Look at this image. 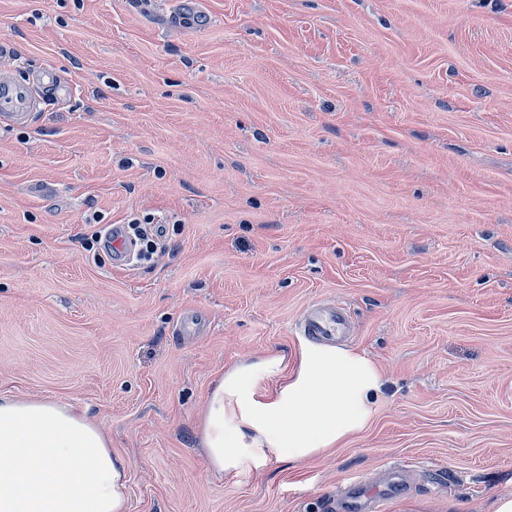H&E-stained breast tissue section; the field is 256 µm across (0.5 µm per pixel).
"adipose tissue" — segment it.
<instances>
[{
    "label": "adipose tissue",
    "mask_w": 512,
    "mask_h": 512,
    "mask_svg": "<svg viewBox=\"0 0 512 512\" xmlns=\"http://www.w3.org/2000/svg\"><path fill=\"white\" fill-rule=\"evenodd\" d=\"M269 380L273 390L260 391ZM382 378L364 354L302 347L294 368L269 356L218 376L200 418L213 473L245 458L301 463L336 448L367 423ZM126 463L111 437L74 406L0 396V512H128Z\"/></svg>",
    "instance_id": "1"
}]
</instances>
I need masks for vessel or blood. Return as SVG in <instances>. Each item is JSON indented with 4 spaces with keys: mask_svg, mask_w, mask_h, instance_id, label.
Wrapping results in <instances>:
<instances>
[{
    "mask_svg": "<svg viewBox=\"0 0 512 512\" xmlns=\"http://www.w3.org/2000/svg\"><path fill=\"white\" fill-rule=\"evenodd\" d=\"M57 81L56 71L51 67L45 68L36 81L29 83L15 81L5 73L0 74V122L27 125L38 105L53 99ZM345 326L344 314L331 309L308 316L299 330L309 340L331 342Z\"/></svg>",
    "mask_w": 512,
    "mask_h": 512,
    "instance_id": "b4317fda",
    "label": "vessel or blood"
}]
</instances>
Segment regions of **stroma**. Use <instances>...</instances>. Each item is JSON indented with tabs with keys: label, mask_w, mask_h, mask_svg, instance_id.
<instances>
[{
	"label": "stroma",
	"mask_w": 512,
	"mask_h": 512,
	"mask_svg": "<svg viewBox=\"0 0 512 512\" xmlns=\"http://www.w3.org/2000/svg\"><path fill=\"white\" fill-rule=\"evenodd\" d=\"M0 0L59 103L0 125V394L84 411L129 512H490L512 492V0ZM163 227L121 265L85 240ZM342 307L383 378L335 450L212 474L215 378ZM400 470L401 495L354 480Z\"/></svg>",
	"instance_id": "obj_1"
}]
</instances>
